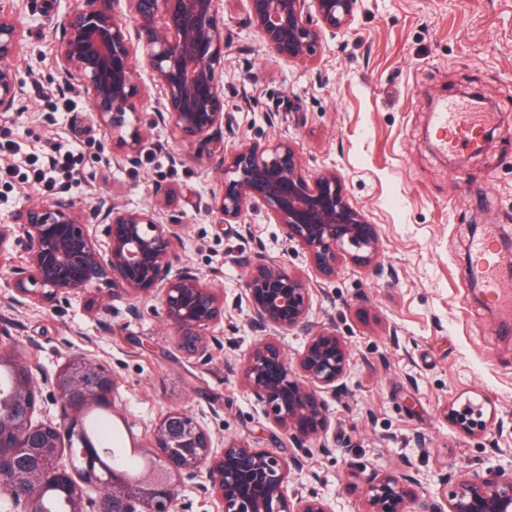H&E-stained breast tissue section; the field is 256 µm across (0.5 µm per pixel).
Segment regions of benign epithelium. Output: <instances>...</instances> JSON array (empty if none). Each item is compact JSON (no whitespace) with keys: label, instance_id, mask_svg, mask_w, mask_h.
Returning a JSON list of instances; mask_svg holds the SVG:
<instances>
[{"label":"benign epithelium","instance_id":"benign-epithelium-1","mask_svg":"<svg viewBox=\"0 0 512 512\" xmlns=\"http://www.w3.org/2000/svg\"><path fill=\"white\" fill-rule=\"evenodd\" d=\"M130 23L114 13V0H77L62 19L55 69L61 81L88 95L98 123L111 135L109 158L116 165L138 162L144 133L137 103L143 95L135 70L134 45L144 50L153 81L163 92L155 122L171 127L187 143L219 144L224 180L204 211L221 224H238L263 208L282 230L285 244L306 254L316 275L331 280L341 264L373 263L380 231L353 206L336 171L306 173L288 140L242 143L224 150L218 139L224 123V96L218 85L224 69V20L218 0H125ZM359 0H246V25L269 52L286 63L313 61L325 35L349 29ZM10 9H0V112L11 111L21 79L10 63L22 39ZM148 207H108L56 200L36 204L0 224L1 250L6 239L20 237L26 258L11 266L0 297L7 309L31 304L69 302L103 283L130 299L157 297L179 345L190 355L209 358L208 330L224 321V293L189 268L172 272V242L184 227L165 220L167 190H154ZM102 227L107 250L101 251L90 228ZM242 290L251 310L250 328L261 337L242 369L246 389L264 403L266 413L288 437L291 450L279 456L235 440L217 442L204 421L179 410L153 427L152 448L171 476L204 477L214 512H335L331 501L287 491L288 473L303 467L302 453L324 440L331 426L325 394L347 388L351 352L330 325L310 320L312 288L281 265L246 257ZM305 336L290 367L274 336ZM0 360L14 370L12 405L0 413V474L9 478L12 512H38L30 494L46 472L83 512L86 491L102 485L93 474V450L82 448L85 467L62 462V434L72 428L89 403L112 394V375L100 365L76 357L50 380L60 401L61 421L33 420L41 388L35 369L16 345L0 346ZM451 422L475 433L468 412L450 409ZM366 512H512V462L488 472L473 471L445 480L435 495L414 496L409 474L360 471ZM175 484L156 480L123 492L121 512H174Z\"/></svg>","mask_w":512,"mask_h":512}]
</instances>
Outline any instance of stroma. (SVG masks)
Returning <instances> with one entry per match:
<instances>
[{
	"instance_id": "stroma-1",
	"label": "stroma",
	"mask_w": 512,
	"mask_h": 512,
	"mask_svg": "<svg viewBox=\"0 0 512 512\" xmlns=\"http://www.w3.org/2000/svg\"><path fill=\"white\" fill-rule=\"evenodd\" d=\"M14 5L23 40L12 59L22 80L14 110L0 112V224L48 199L24 183L31 160L55 147L73 150L75 181L65 200L150 204L166 187L169 219L184 224L173 245L177 267H190L224 289V321L208 360L184 352L159 299L128 301L108 286L72 304L0 310V340L18 345L40 378L82 356L108 371L116 388L109 410L136 447L171 410L205 413L213 438L287 455L288 440L247 391L240 368L255 341L239 261L259 257L310 281L311 318L333 324L352 354L345 391L329 397L328 451L310 448L292 491L334 501L336 512H364L355 463L380 473L410 471L416 497L433 495L446 473L459 475L512 460V327L477 299L470 244L487 227L498 245L512 241V0H362L346 34L326 38L308 67L275 58L245 24V0H219L228 44L219 85L225 148L274 139L293 142L309 175L342 178L352 204L381 235L375 264L344 263L320 281L300 247L285 248L263 211L238 224H214L199 203L224 177L207 142L180 145L154 125L162 93L146 67L137 76L145 142L136 165L108 163V131L88 99L59 84L55 50L72 0H0ZM487 101L493 138L481 153L438 148L433 102ZM64 111H52L55 103ZM112 306L111 314L99 310ZM471 407L483 430L469 435L445 415Z\"/></svg>"
}]
</instances>
